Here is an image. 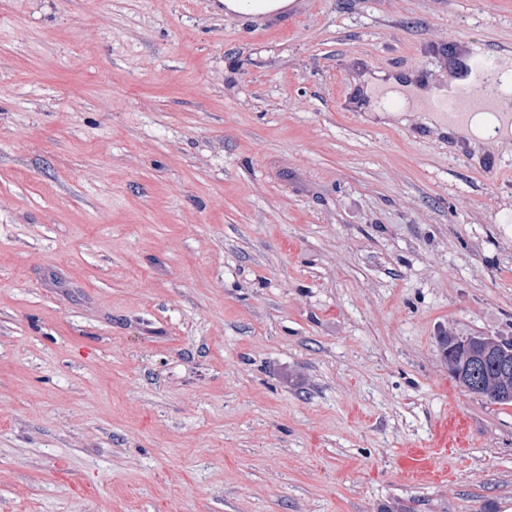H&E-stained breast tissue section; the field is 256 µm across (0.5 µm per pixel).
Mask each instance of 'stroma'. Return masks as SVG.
Segmentation results:
<instances>
[{"mask_svg":"<svg viewBox=\"0 0 512 512\" xmlns=\"http://www.w3.org/2000/svg\"><path fill=\"white\" fill-rule=\"evenodd\" d=\"M481 47L512 0H0V512H512L438 347L512 339V137L356 84Z\"/></svg>","mask_w":512,"mask_h":512,"instance_id":"stroma-1","label":"stroma"}]
</instances>
